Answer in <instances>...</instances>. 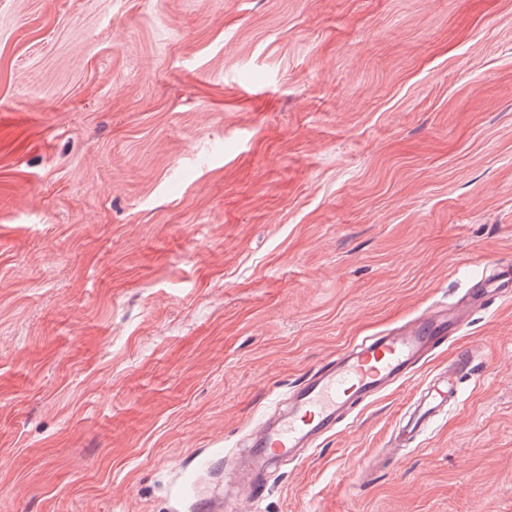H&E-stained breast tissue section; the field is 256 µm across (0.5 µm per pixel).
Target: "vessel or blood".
<instances>
[{"instance_id":"vessel-or-blood-1","label":"vessel or blood","mask_w":512,"mask_h":512,"mask_svg":"<svg viewBox=\"0 0 512 512\" xmlns=\"http://www.w3.org/2000/svg\"><path fill=\"white\" fill-rule=\"evenodd\" d=\"M511 298L512 265H497L448 311L432 309L387 333L365 337L305 376L291 393L287 408L250 435L252 469L240 482L246 500L255 504L262 499L265 475L272 466L303 459L321 439L335 433L350 405L411 379L420 361L455 336L474 310ZM459 371V366L449 367L441 382L425 384L419 405L403 422L401 435L416 433L448 398L458 397Z\"/></svg>"}]
</instances>
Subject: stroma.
Listing matches in <instances>:
<instances>
[{
  "instance_id": "obj_1",
  "label": "stroma",
  "mask_w": 512,
  "mask_h": 512,
  "mask_svg": "<svg viewBox=\"0 0 512 512\" xmlns=\"http://www.w3.org/2000/svg\"><path fill=\"white\" fill-rule=\"evenodd\" d=\"M509 261L512 0H0V512H240L292 386ZM267 487L512 512V300ZM463 366L457 364L448 367V376L446 375L439 383H425L423 394L419 405L403 421V425L397 435L396 443L404 440L406 435H412L428 421L435 410L448 400V395L458 400V376Z\"/></svg>"
}]
</instances>
